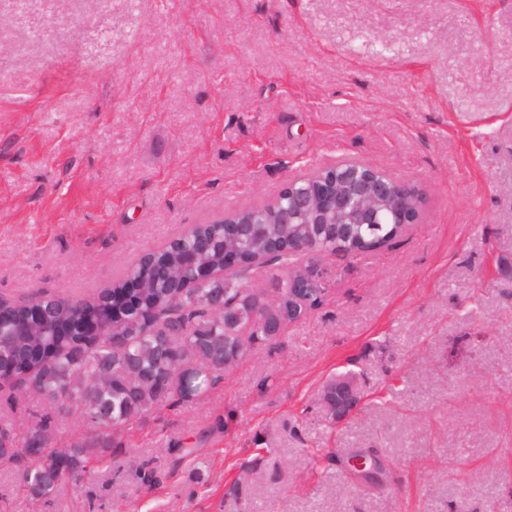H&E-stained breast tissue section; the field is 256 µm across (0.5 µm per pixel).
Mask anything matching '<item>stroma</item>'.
Listing matches in <instances>:
<instances>
[{"mask_svg":"<svg viewBox=\"0 0 512 512\" xmlns=\"http://www.w3.org/2000/svg\"><path fill=\"white\" fill-rule=\"evenodd\" d=\"M340 159L418 184L421 222L310 256L307 318L92 479L37 500L0 464V512H512V0H0L2 300L92 297ZM45 411L0 386L17 432ZM358 386L356 384V375L352 372L339 374L335 379L330 380L323 387V401L328 404L327 408L331 412V407L336 406V398L339 404L345 403L351 399L352 402L360 397Z\"/></svg>","mask_w":512,"mask_h":512,"instance_id":"35a3bbf8","label":"stroma"}]
</instances>
